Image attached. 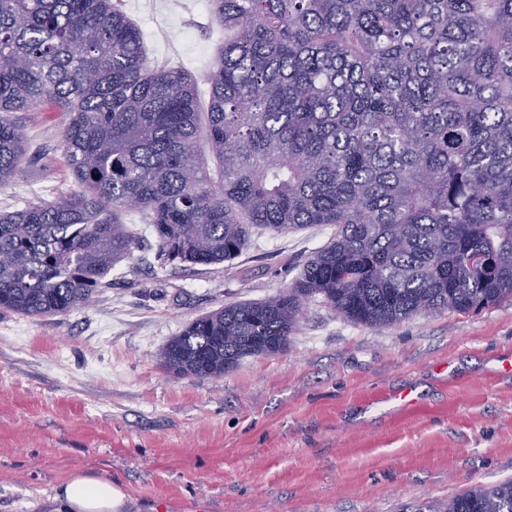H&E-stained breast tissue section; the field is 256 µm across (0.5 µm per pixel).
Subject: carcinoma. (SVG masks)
Wrapping results in <instances>:
<instances>
[{
    "mask_svg": "<svg viewBox=\"0 0 512 512\" xmlns=\"http://www.w3.org/2000/svg\"><path fill=\"white\" fill-rule=\"evenodd\" d=\"M205 81L152 66L120 0H0V185L26 149L13 113H66L79 190L0 211V308L87 306L133 255L232 262L252 230L334 224L294 285L187 324L159 353L221 377L290 343L307 301L384 328L512 302V0H210ZM417 512H512V479Z\"/></svg>",
    "mask_w": 512,
    "mask_h": 512,
    "instance_id": "carcinoma-1",
    "label": "carcinoma"
}]
</instances>
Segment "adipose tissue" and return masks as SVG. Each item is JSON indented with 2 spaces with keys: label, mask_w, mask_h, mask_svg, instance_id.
<instances>
[{
  "label": "adipose tissue",
  "mask_w": 512,
  "mask_h": 512,
  "mask_svg": "<svg viewBox=\"0 0 512 512\" xmlns=\"http://www.w3.org/2000/svg\"><path fill=\"white\" fill-rule=\"evenodd\" d=\"M55 498L66 512H120L125 494L108 478L76 473L56 487Z\"/></svg>",
  "instance_id": "obj_1"
}]
</instances>
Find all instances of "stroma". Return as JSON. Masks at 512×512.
<instances>
[{"instance_id": "stroma-1", "label": "stroma", "mask_w": 512, "mask_h": 512, "mask_svg": "<svg viewBox=\"0 0 512 512\" xmlns=\"http://www.w3.org/2000/svg\"><path fill=\"white\" fill-rule=\"evenodd\" d=\"M152 64L195 78L224 29L208 0H122ZM26 157L0 210L78 189L58 112L15 113ZM132 258L85 308L0 310V512H65L54 488L110 478L123 512H402L512 477V302L435 311L379 329L321 298L288 348L221 377H177L158 353L186 324L292 286L332 224L253 232L229 263L161 264L136 211ZM412 390L417 413L391 393Z\"/></svg>"}]
</instances>
